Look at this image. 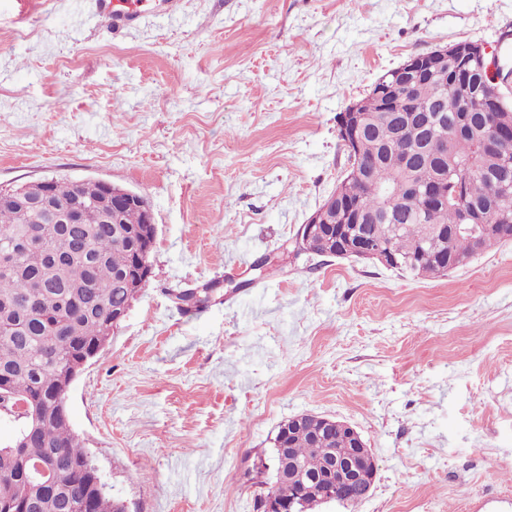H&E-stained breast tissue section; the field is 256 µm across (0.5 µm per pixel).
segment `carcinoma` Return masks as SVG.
Returning a JSON list of instances; mask_svg holds the SVG:
<instances>
[{"mask_svg": "<svg viewBox=\"0 0 512 512\" xmlns=\"http://www.w3.org/2000/svg\"><path fill=\"white\" fill-rule=\"evenodd\" d=\"M494 89L479 77L470 96ZM468 97L451 80L431 78L413 89L408 100L396 103L395 111L410 113L399 128L384 119L372 94L360 100L365 133L355 158L368 174L350 189L375 214L367 224L370 231L398 254L415 258L419 277L437 276L440 254L472 249L464 234L426 237L427 225L450 229L463 223L466 205L488 209L493 224L512 218V191L499 193L493 185L498 179L512 182V168L502 165L503 155H512V139L498 143L495 151L483 147L495 135L468 111ZM438 175L448 179V203L426 214L423 202L402 187L429 183ZM97 196L91 183L58 182L59 201L84 206L81 224H55L21 205L0 204V250L11 253L9 268L0 270V386L38 408L35 429L21 421L17 439L32 435L28 460L46 458L55 472L50 490L31 493L36 512H68L65 504L80 501L87 503L88 512H122L119 500L88 492L96 476L81 464L84 448L61 410L66 397L62 377L69 365L105 345L112 336V312L129 307L147 283L143 278L132 288L124 283L133 249L131 240L117 234L119 228L144 223L143 212L129 208L116 223H107L94 205ZM390 224L401 228L390 233ZM328 448L344 455L349 443L339 434L322 444L307 434L294 436L291 455L301 462L304 477L274 478L255 498L254 512H260L265 499L286 504L297 495L296 512H314L319 501L309 480L322 472ZM27 486L23 462L0 447V502L27 492Z\"/></svg>", "mask_w": 512, "mask_h": 512, "instance_id": "cac0c4a2", "label": "carcinoma"}]
</instances>
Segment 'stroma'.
Masks as SVG:
<instances>
[{
    "label": "stroma",
    "mask_w": 512,
    "mask_h": 512,
    "mask_svg": "<svg viewBox=\"0 0 512 512\" xmlns=\"http://www.w3.org/2000/svg\"><path fill=\"white\" fill-rule=\"evenodd\" d=\"M94 3L0 0V185L104 179L155 215L149 281L66 399L108 496L253 512L313 413L377 459L356 512H512V241L437 278L293 243L348 168L346 106L439 47L512 55V0H178L118 36Z\"/></svg>",
    "instance_id": "1"
}]
</instances>
